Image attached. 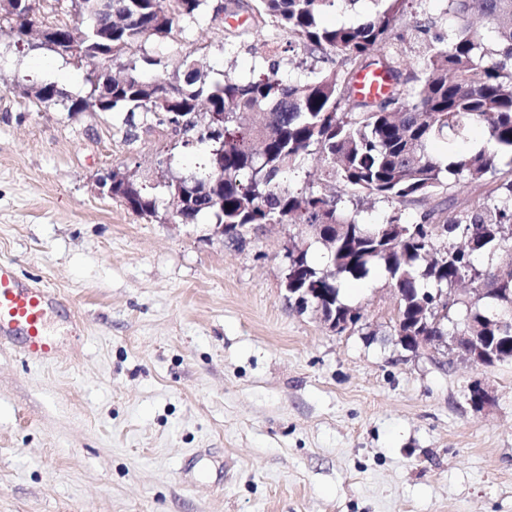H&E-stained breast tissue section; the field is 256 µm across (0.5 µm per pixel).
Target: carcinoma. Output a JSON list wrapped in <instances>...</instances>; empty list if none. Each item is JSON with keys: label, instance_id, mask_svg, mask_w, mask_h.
I'll return each mask as SVG.
<instances>
[{"label": "carcinoma", "instance_id": "obj_1", "mask_svg": "<svg viewBox=\"0 0 512 512\" xmlns=\"http://www.w3.org/2000/svg\"><path fill=\"white\" fill-rule=\"evenodd\" d=\"M167 2L168 11L159 0H109L102 11L97 0H86L84 28H61L79 51L65 57L86 70L90 86V94L70 99L67 112H83L98 93L106 61L96 47L112 31L116 76L105 111L125 114V140L153 125L168 133L173 150L201 144L210 150L215 137L222 142L224 186L204 189L209 152L194 180L176 171L171 181L155 185L167 197L179 191L187 196V223L206 215L211 224L234 228L232 242L253 225L299 229L288 241V287L318 284L338 320L354 310L342 299V282L363 280L375 269L384 270L400 295L396 321L405 331L415 325L414 306L427 296L467 280L489 288L493 293L465 304L459 322L448 314L427 332L446 336L448 325L472 320L489 336V347L511 360L512 330L494 327V320L504 300L512 299V268L486 266L481 258L512 247V178L436 221L429 213L408 223L398 207L379 224L362 222L361 210H346L340 195L311 183L294 191L287 179L317 156L324 162L322 181L341 184L359 202L401 206L440 190L480 187L501 165L512 168V0H449L457 23L422 52L419 73L403 80L397 62L385 57L380 68L391 91L372 98L358 96L356 78L368 68L365 59L403 38L395 30L410 0H370L374 11L352 25H326L322 16L360 0H252L247 9L255 32L272 27L303 46L311 59L304 81L285 80L276 65L250 80L227 72L213 81L189 56L182 63L187 72L146 78L144 67L161 61L135 59L128 51L149 35L167 39L212 9L211 0ZM209 112L224 113V131L208 123ZM475 126L485 130L483 148L456 151ZM439 145L447 151L436 152ZM157 201L149 189L129 193L126 204L152 216ZM316 224L332 226L333 236L318 238ZM314 242L329 252L324 267L309 258Z\"/></svg>", "mask_w": 512, "mask_h": 512}]
</instances>
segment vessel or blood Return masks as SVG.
Returning a JSON list of instances; mask_svg holds the SVG:
<instances>
[{
  "label": "vessel or blood",
  "mask_w": 512,
  "mask_h": 512,
  "mask_svg": "<svg viewBox=\"0 0 512 512\" xmlns=\"http://www.w3.org/2000/svg\"><path fill=\"white\" fill-rule=\"evenodd\" d=\"M359 95L388 92L380 72H365L356 84ZM56 297L47 288L23 281L15 268L0 261V337L20 341L25 354L38 360L54 359L58 345L48 333L49 315Z\"/></svg>",
  "instance_id": "b4317fda"
}]
</instances>
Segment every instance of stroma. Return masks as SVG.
Segmentation results:
<instances>
[{
    "mask_svg": "<svg viewBox=\"0 0 512 512\" xmlns=\"http://www.w3.org/2000/svg\"><path fill=\"white\" fill-rule=\"evenodd\" d=\"M407 19L406 78L425 42L412 22L447 29L448 2L411 0ZM247 23L207 17L134 54L168 73L189 54L213 79L288 57L282 76L305 79L287 35L258 55ZM84 74L0 31V261L64 302L54 360L0 346V512H512V362L405 350L379 269L347 299L363 328L330 331L285 297L288 227L223 243L101 195L117 167L150 179L165 137L128 143L123 114L24 94L83 96ZM475 381L487 411L467 401Z\"/></svg>",
    "mask_w": 512,
    "mask_h": 512,
    "instance_id": "1",
    "label": "stroma"
}]
</instances>
